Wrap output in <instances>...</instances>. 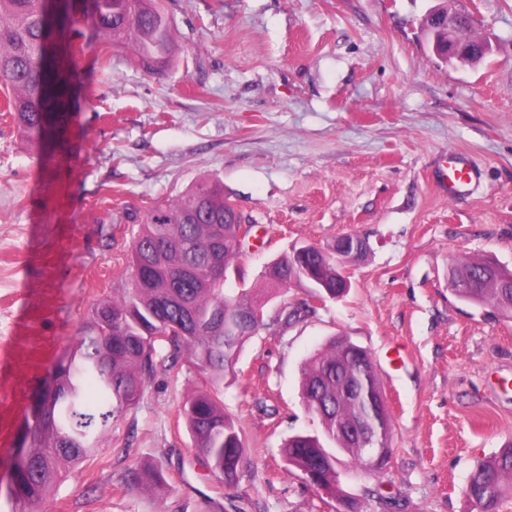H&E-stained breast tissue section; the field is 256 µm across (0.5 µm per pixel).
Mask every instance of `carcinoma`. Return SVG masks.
I'll list each match as a JSON object with an SVG mask.
<instances>
[{
    "label": "carcinoma",
    "mask_w": 512,
    "mask_h": 512,
    "mask_svg": "<svg viewBox=\"0 0 512 512\" xmlns=\"http://www.w3.org/2000/svg\"><path fill=\"white\" fill-rule=\"evenodd\" d=\"M93 43L127 45L147 71L167 61L172 23L157 0H88L83 6L59 0H0V83L11 87L7 110L22 131L47 142L43 115L65 116L75 52ZM242 216L226 200L219 181L195 185L174 203L145 214L131 249L132 287L119 298L98 300L83 333L54 361L51 382L29 424L24 464L14 466L12 512H42L52 488L78 466L97 459L103 440L138 403L156 367L183 363L197 376L196 389L179 413L194 448L213 472L234 485L247 448L224 412V379L236 374L244 342L265 326L263 291L234 292L208 275L214 255L224 268L241 252ZM322 295L347 292L338 278V256L310 248L298 261ZM453 270L481 274L478 288L455 284L462 302L490 306L512 319L509 273L479 259H460ZM301 396L320 431L290 437L281 452L308 484L352 509L341 490L344 463L360 472L368 460L347 428L372 423L375 446L391 451L387 401L366 350L344 337L327 341L304 364ZM468 485L475 508L497 502L512 490V443L478 465Z\"/></svg>",
    "instance_id": "1"
}]
</instances>
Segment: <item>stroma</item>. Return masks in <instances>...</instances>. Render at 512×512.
Segmentation results:
<instances>
[{
    "instance_id": "stroma-1",
    "label": "stroma",
    "mask_w": 512,
    "mask_h": 512,
    "mask_svg": "<svg viewBox=\"0 0 512 512\" xmlns=\"http://www.w3.org/2000/svg\"><path fill=\"white\" fill-rule=\"evenodd\" d=\"M467 16L490 44L473 65L444 62L421 20ZM173 62L145 73L130 51L93 44L78 73L65 144L36 146L0 89V512L27 448V421L52 363L96 300L130 287L143 215L215 177L248 234L231 288L262 289L269 263L354 232L349 292L315 301L276 291L246 341L224 409L248 448L226 487L179 414L194 375L156 371L114 422L100 456L71 472L43 512H337L280 448L314 431L301 367L329 338L371 354L391 417L379 474H349L357 512H474L473 468L512 441V319L462 303L456 260L512 270V0H164ZM474 170L448 199L449 153ZM303 301L314 313L276 317ZM155 467L161 489L134 484Z\"/></svg>"
}]
</instances>
